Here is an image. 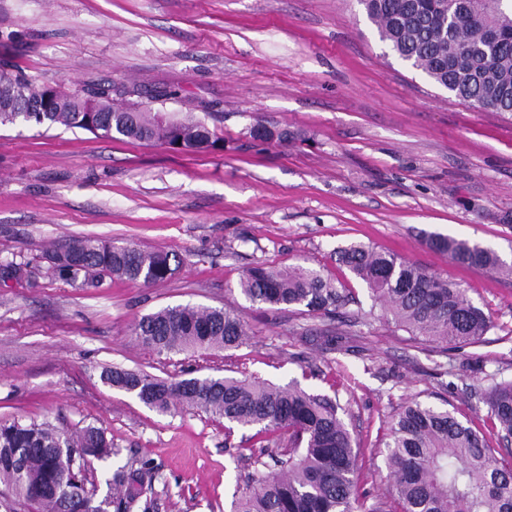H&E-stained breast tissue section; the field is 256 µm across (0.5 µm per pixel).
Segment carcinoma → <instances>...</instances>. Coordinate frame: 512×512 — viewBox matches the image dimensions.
Segmentation results:
<instances>
[{"label": "carcinoma", "instance_id": "cac0c4a2", "mask_svg": "<svg viewBox=\"0 0 512 512\" xmlns=\"http://www.w3.org/2000/svg\"><path fill=\"white\" fill-rule=\"evenodd\" d=\"M380 38L403 62L456 98L481 109L512 113V0H360ZM49 87L0 65V125L93 129L79 111L84 91H60L53 112L39 111ZM103 137L119 135L174 149L209 151L223 138L189 112L167 116L128 104L97 88ZM429 245L457 263L512 271L479 242L436 234ZM338 260L364 282L398 326L454 348L479 342L492 328L485 312L459 284L394 254L364 245L337 251ZM59 278L81 288H101L118 278L150 285L171 278V254L128 245L71 239L46 254ZM240 293L269 310L304 307L330 315L349 302L339 282L302 265L288 270L254 266L239 279ZM132 333L159 353L238 348L250 336L243 313L232 307L181 304L142 316ZM110 386L135 396L161 415L192 407L224 419L225 430L285 431L288 447L261 448L247 490L229 512H512V469L498 464L484 436L448 410L411 402L392 419L385 442L397 507L368 503L356 472L358 449L331 399L297 386L282 387L251 376L189 378L176 382L144 371L114 367L102 374ZM484 400L502 440L512 437V383H496ZM121 449L103 428L76 432L49 423L0 421V484L39 512H62L77 496L91 512H155L152 473L142 466L117 467L108 479L113 493L96 498L87 486L91 461L117 458ZM268 456L273 464L262 460Z\"/></svg>", "mask_w": 512, "mask_h": 512}]
</instances>
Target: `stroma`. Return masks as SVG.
<instances>
[{
  "instance_id": "1",
  "label": "stroma",
  "mask_w": 512,
  "mask_h": 512,
  "mask_svg": "<svg viewBox=\"0 0 512 512\" xmlns=\"http://www.w3.org/2000/svg\"><path fill=\"white\" fill-rule=\"evenodd\" d=\"M0 61L77 90L105 83L160 110H208L216 152L102 138L58 126H0V420L103 427L121 458L156 475L158 512H229L254 470L242 448L288 435L225 436L222 419L169 416L103 383L104 369L168 380L252 375L337 401L358 448L359 483L388 499L384 444L401 405L454 411L501 465L482 392L512 382V276L455 263L438 233L477 241L512 264V114L462 102L399 60L360 0H0ZM262 125L287 145L255 138ZM87 237L164 250L179 267L148 286L79 288L44 253ZM364 244L459 283L494 324L484 340L444 349L388 320L336 255ZM302 265L353 296L335 317L272 311L237 290L243 270ZM232 306L245 345L159 354L134 323L167 306ZM348 331L333 350L322 332Z\"/></svg>"
}]
</instances>
